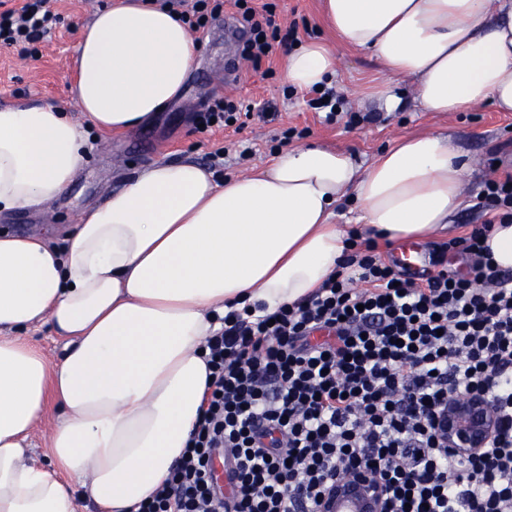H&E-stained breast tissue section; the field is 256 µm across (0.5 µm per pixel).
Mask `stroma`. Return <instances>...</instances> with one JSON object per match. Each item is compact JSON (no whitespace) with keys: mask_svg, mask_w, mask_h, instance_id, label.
I'll return each instance as SVG.
<instances>
[{"mask_svg":"<svg viewBox=\"0 0 512 512\" xmlns=\"http://www.w3.org/2000/svg\"><path fill=\"white\" fill-rule=\"evenodd\" d=\"M116 2L48 0V8L59 21L38 42L37 56L22 58L0 48V106L43 103L75 112L69 87L75 77L79 31L97 10ZM275 2V21L281 30L295 29V43L321 40L337 53L339 77L332 83L338 98L335 123H326L321 114L309 110L306 93L284 83V50H277L257 69L240 59L238 43L224 26L225 20L235 19L237 9L234 0H224L221 19L197 34L202 50L178 98L135 131L90 132L84 162L68 190L42 209L1 214L0 231L61 241L78 210L102 203L137 170L160 160L190 159L223 177L248 173L280 149L316 143L351 152L358 161L368 163L396 141L426 132L448 136L471 166L463 207L449 218L447 229L419 243L427 262H434L440 244L460 235L464 225L483 223L484 216L474 204L484 181L512 173V112L497 111L487 102L465 112H426L406 81L396 87L406 101L405 108L381 110L378 103L363 96L365 87L380 76L376 61L369 53L347 46L326 25L321 0ZM214 97L246 104L271 101L278 117L266 123L251 120L237 132L221 127L197 130L195 112ZM367 112L379 113V121L365 122ZM287 130L292 133L288 139L283 136ZM495 159L500 162L496 168L491 165Z\"/></svg>","mask_w":512,"mask_h":512,"instance_id":"obj_1","label":"stroma"}]
</instances>
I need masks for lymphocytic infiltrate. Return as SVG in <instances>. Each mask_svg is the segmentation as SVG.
<instances>
[{
  "mask_svg": "<svg viewBox=\"0 0 512 512\" xmlns=\"http://www.w3.org/2000/svg\"><path fill=\"white\" fill-rule=\"evenodd\" d=\"M46 0L0 10V47L36 54L56 17ZM191 31L224 0H159ZM260 65L286 45L274 6L235 0ZM484 223L439 247L454 269L411 273L374 240L350 241L339 270L269 315L230 311L209 337L207 392L188 446L139 512H319L336 476L378 475L387 512H512V275L490 257L512 222V175L488 180ZM482 391L502 424L462 457L431 416L448 394Z\"/></svg>",
  "mask_w": 512,
  "mask_h": 512,
  "instance_id": "1",
  "label": "lymphocytic infiltrate"
}]
</instances>
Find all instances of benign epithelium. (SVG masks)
Here are the masks:
<instances>
[{
  "instance_id": "1",
  "label": "benign epithelium",
  "mask_w": 512,
  "mask_h": 512,
  "mask_svg": "<svg viewBox=\"0 0 512 512\" xmlns=\"http://www.w3.org/2000/svg\"><path fill=\"white\" fill-rule=\"evenodd\" d=\"M437 437L462 456L480 453L497 427V414L478 392L448 397V404L436 413ZM385 512L381 481L364 472L336 481L320 500L321 512Z\"/></svg>"
}]
</instances>
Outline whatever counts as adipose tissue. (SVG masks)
<instances>
[{
	"label": "adipose tissue",
	"mask_w": 512,
	"mask_h": 512,
	"mask_svg": "<svg viewBox=\"0 0 512 512\" xmlns=\"http://www.w3.org/2000/svg\"><path fill=\"white\" fill-rule=\"evenodd\" d=\"M329 27L382 74L368 99L396 110L410 80L428 112L491 102L512 112V0H322ZM200 43L152 0H118L81 31L71 117L47 104L0 107V214L57 200L89 130L129 132L181 93ZM320 40L288 51L283 80L330 84ZM469 163L449 138L398 141L369 165L319 145L286 148L246 176L158 162L84 209L55 244L0 232V512H137L180 461L201 413L207 337L231 303L274 310L336 269L354 203L358 229L390 242L446 228ZM50 325L49 360L24 331ZM60 410L51 466L30 455L48 402Z\"/></svg>",
	"instance_id": "ef3b65f1"
}]
</instances>
